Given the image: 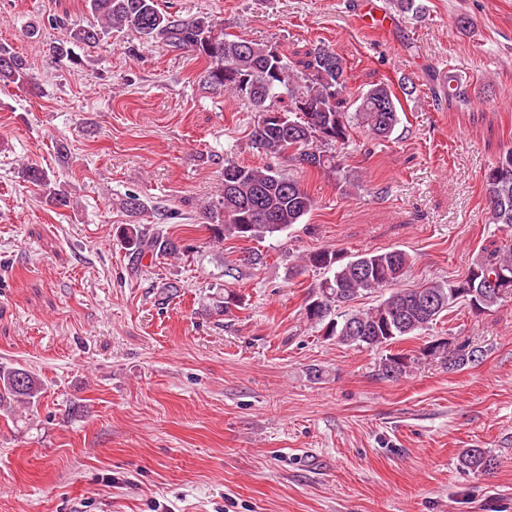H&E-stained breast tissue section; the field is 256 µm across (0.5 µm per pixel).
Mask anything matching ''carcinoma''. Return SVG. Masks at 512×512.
<instances>
[{
  "label": "carcinoma",
  "mask_w": 512,
  "mask_h": 512,
  "mask_svg": "<svg viewBox=\"0 0 512 512\" xmlns=\"http://www.w3.org/2000/svg\"><path fill=\"white\" fill-rule=\"evenodd\" d=\"M96 23L76 25L69 31V42L90 46L101 41L112 29H128L139 37L161 43L173 51L187 50L208 63L204 83L216 91L237 97L251 112L258 114L250 132L256 149L304 168L343 180L355 188V178L346 170L337 149L346 145L356 126L371 139H390L400 123V102L390 85L374 83L354 100V112H348V71L343 59L324 43L307 52V59L294 66L272 44L242 38H229L218 32L208 17L183 18L161 11L157 0H88ZM25 57L0 46V82L20 83L28 76ZM25 180L45 189L58 207L70 205V197L52 186L45 171L29 166ZM483 192L492 223L512 230V147L502 150L495 164L483 177ZM127 216L136 218L145 203L134 194L121 202ZM315 206L312 197L294 178L269 165H239L224 161L223 193L206 208L213 239L226 237L262 239L301 223ZM121 239L128 252L131 268L139 270L143 259L151 256H176L186 246L169 237L164 230L152 233L139 224H126ZM263 263L254 252L224 265V276L237 279L242 269ZM412 267L410 255L401 249L346 256L323 247L300 257L289 274L308 270L323 271L324 278L311 289L305 305L307 321L324 330V335L358 348H379L396 343L418 332L461 305L473 313H485L497 305L508 291L494 293L485 287L487 276L505 274L512 278V239L482 255L461 277L435 281L425 287L398 288L396 284ZM380 294L377 303L367 309L351 306L358 297ZM241 299L231 288L224 289V300L214 311L228 314ZM424 354L436 358L449 370H461L474 364L476 351L466 345L448 354L432 344ZM417 358L398 351L385 356L381 375L397 380L409 372ZM43 395L38 376L20 364H0V408L10 410L16 404H37ZM461 469L487 473L497 459L483 448H467L459 456Z\"/></svg>",
  "instance_id": "1"
}]
</instances>
